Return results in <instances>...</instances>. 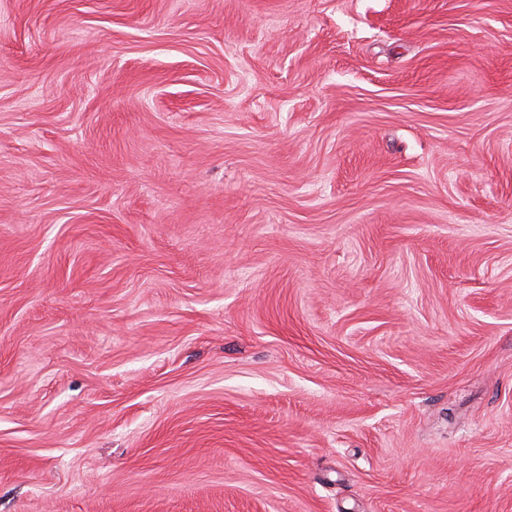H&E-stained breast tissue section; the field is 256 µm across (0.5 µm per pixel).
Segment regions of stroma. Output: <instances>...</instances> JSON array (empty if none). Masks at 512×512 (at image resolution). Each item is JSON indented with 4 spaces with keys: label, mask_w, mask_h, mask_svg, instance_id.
I'll return each instance as SVG.
<instances>
[{
    "label": "stroma",
    "mask_w": 512,
    "mask_h": 512,
    "mask_svg": "<svg viewBox=\"0 0 512 512\" xmlns=\"http://www.w3.org/2000/svg\"><path fill=\"white\" fill-rule=\"evenodd\" d=\"M0 512H512V0H0Z\"/></svg>",
    "instance_id": "obj_1"
}]
</instances>
